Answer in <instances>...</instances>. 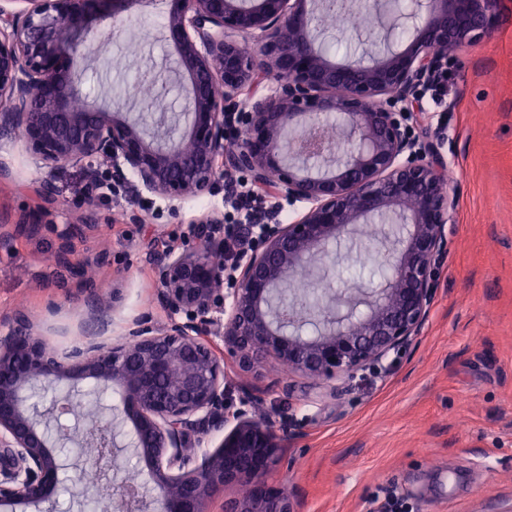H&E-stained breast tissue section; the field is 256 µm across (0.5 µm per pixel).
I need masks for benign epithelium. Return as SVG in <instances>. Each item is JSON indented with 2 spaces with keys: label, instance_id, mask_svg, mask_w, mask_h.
Wrapping results in <instances>:
<instances>
[{
  "label": "benign epithelium",
  "instance_id": "benign-epithelium-1",
  "mask_svg": "<svg viewBox=\"0 0 512 512\" xmlns=\"http://www.w3.org/2000/svg\"><path fill=\"white\" fill-rule=\"evenodd\" d=\"M125 2L0 0V136L21 141L45 169L37 189L42 204L12 230L56 231V261L92 298L85 270L110 265L108 254L77 257L71 242L83 225L45 223L63 169L83 170L88 193L81 205L92 221L114 184L127 186L133 200L148 193L175 212L205 194H232L236 174L304 209L289 224L277 219L276 204L253 215L261 229L237 258L227 293L232 228L223 214L199 218L181 242H161L147 261L168 321L137 317L109 347L101 342L107 310L97 305L88 336L64 351L36 337L27 315H15L0 336V504L49 512L64 469L56 448L70 442L67 431L51 432L54 412L82 402L79 385L92 379L119 388L122 400L112 417H96L81 447L92 466L109 469L115 455L133 449L152 487L127 485L113 497L115 481L125 482L120 471H113L114 484L93 491L78 477L73 494L80 503L110 497L115 512H147L152 500L160 512H210L217 490L247 485L249 494L225 499L222 512H294L275 473L288 466L282 448L299 426L286 415H257L258 399L246 390L233 403L227 368L249 371L273 359L330 386L410 350L435 303L456 207L443 137L416 132L417 113L454 53L492 35L501 0H417L405 43L368 63L335 62L317 47L320 0L311 15L306 0H170L165 29L177 52L175 75L186 79V123L165 140L154 135L151 113L115 118L94 101L71 105L85 42ZM247 38L258 39L265 66L242 53ZM264 80L271 93L257 99ZM333 115L356 137L352 147L318 139L295 145ZM387 221L384 284L358 292L343 316L320 319L304 308L288 314V294L308 276V258L325 257L330 245ZM63 381L68 392L49 408L32 403L37 391ZM120 420L132 425L129 443L118 440ZM215 434L220 444L197 457Z\"/></svg>",
  "mask_w": 512,
  "mask_h": 512
}]
</instances>
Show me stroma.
<instances>
[{
	"label": "stroma",
	"instance_id": "35a3bbf8",
	"mask_svg": "<svg viewBox=\"0 0 512 512\" xmlns=\"http://www.w3.org/2000/svg\"><path fill=\"white\" fill-rule=\"evenodd\" d=\"M167 0H132L112 28L92 37L77 94L101 105L131 95L149 72L165 74L170 108L183 102L182 82L170 74L175 49L165 38ZM319 41L343 62L374 51L377 33L325 20ZM138 67H131V58ZM425 129L442 130L448 182L456 192L448 260L421 335L400 366L337 380L336 391L282 371L271 360L252 373L228 369L233 392L248 389L260 413L288 412L300 425L282 471L296 512H380L387 492L407 512H512V0H503L493 36L463 47L448 65L444 92L423 99ZM0 164L13 180L0 183V225L15 223L38 200L43 171L17 143L0 139ZM63 203L48 223L76 224L84 178L62 174ZM125 197H115L98 224L74 238L75 253L107 252L93 268L98 302L110 310L108 337L142 314L166 321L156 301L146 256L155 239L188 236L191 223L227 211L223 193L201 196L171 214L165 201L139 200L143 223H127ZM51 230L0 237V321L26 314L58 349L82 340L89 316L84 292L57 263ZM333 288H373L383 282L372 238L331 247ZM120 303H113V290ZM60 309L51 315L48 302Z\"/></svg>",
	"mask_w": 512,
	"mask_h": 512
}]
</instances>
